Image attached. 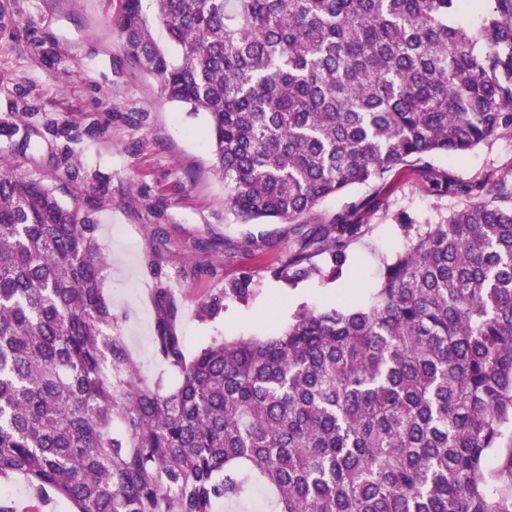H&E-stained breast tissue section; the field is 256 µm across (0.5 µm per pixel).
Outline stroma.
<instances>
[{
	"instance_id": "obj_1",
	"label": "stroma",
	"mask_w": 512,
	"mask_h": 512,
	"mask_svg": "<svg viewBox=\"0 0 512 512\" xmlns=\"http://www.w3.org/2000/svg\"><path fill=\"white\" fill-rule=\"evenodd\" d=\"M123 3L0 0V167L55 188L65 206L98 224L119 332L140 379L162 380L164 391L178 378L154 351L156 289L176 307L172 329L189 357L218 336L271 335L305 306L366 302L405 247L400 217L421 232L465 205L435 174L476 187L512 163V134L501 133L464 157L412 161L324 200L308 223H330L363 200L362 230L341 276L331 277L315 244L317 273L291 281L284 266L299 225L245 223L231 213L206 115L167 100L130 63L117 26ZM243 280L247 296H225ZM216 297L219 312L206 315Z\"/></svg>"
}]
</instances>
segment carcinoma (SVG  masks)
<instances>
[{"label": "carcinoma", "mask_w": 512, "mask_h": 512, "mask_svg": "<svg viewBox=\"0 0 512 512\" xmlns=\"http://www.w3.org/2000/svg\"><path fill=\"white\" fill-rule=\"evenodd\" d=\"M125 0L133 64L206 114L244 222L299 220L398 166L512 131V0ZM161 30L167 43L160 42ZM409 238L367 306L307 307L265 338L192 358L156 291L145 384L103 292L98 227L54 189L0 171V480L75 512H512V168ZM356 202L302 232L286 267L342 273ZM510 445H512V426L507 425L503 431L501 448H496L488 460L487 474L491 482L496 483L500 464L507 456Z\"/></svg>", "instance_id": "cac0c4a2"}]
</instances>
